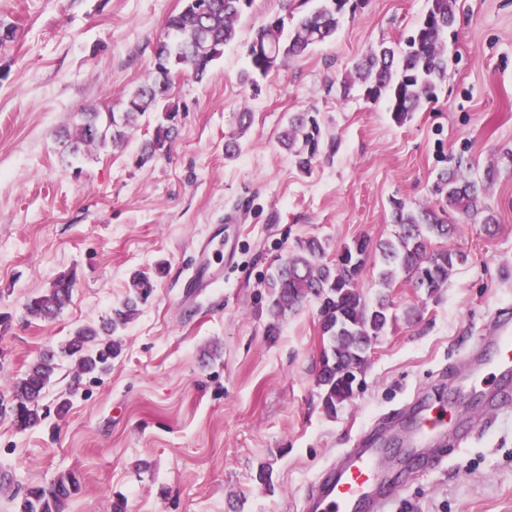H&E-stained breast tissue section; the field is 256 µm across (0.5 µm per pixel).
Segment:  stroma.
Returning <instances> with one entry per match:
<instances>
[{
  "instance_id": "35a3bbf8",
  "label": "stroma",
  "mask_w": 512,
  "mask_h": 512,
  "mask_svg": "<svg viewBox=\"0 0 512 512\" xmlns=\"http://www.w3.org/2000/svg\"><path fill=\"white\" fill-rule=\"evenodd\" d=\"M184 0H0V24L17 28L0 47V392L46 349L108 319L133 274L153 291L122 333L111 369L74 383L63 360L26 431L0 420V470L22 487L77 472L66 512H301L305 492L339 449L376 427L385 438L415 417V404L451 407L452 431L428 453L388 461L400 491L391 512H512V411L491 427L485 401L460 391L461 356L479 348L502 310L512 311V0H458L448 38V78L436 98L395 123L385 102L341 82L370 46L410 34L428 0H368L335 37L261 79L240 80L241 43L283 0H253L203 82L183 77L187 107L169 157L136 165L155 124L145 115L118 149L71 153L79 112L120 107L153 66V48ZM253 121L239 132L237 114ZM318 112L338 138L331 157L302 172L278 140L288 117ZM240 134L237 159L224 143ZM467 156L473 172L498 159L487 202L494 229L465 224L446 243L466 254L436 299L403 278L384 286L378 255L359 281L367 300L386 296L397 320L373 342L364 383L336 415L315 384L322 336L317 303L266 333L259 295L274 261L299 241L336 248L393 237L392 199L432 205L442 157ZM239 227L235 264L209 301L186 286L196 243L211 228ZM163 274H156L157 266ZM73 273L72 300L52 321L28 299ZM420 309L408 324L404 313ZM70 407L57 415L58 398ZM272 484H258L260 465Z\"/></svg>"
}]
</instances>
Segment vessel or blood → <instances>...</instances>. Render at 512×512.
I'll return each mask as SVG.
<instances>
[{"label": "vessel or blood", "mask_w": 512, "mask_h": 512, "mask_svg": "<svg viewBox=\"0 0 512 512\" xmlns=\"http://www.w3.org/2000/svg\"><path fill=\"white\" fill-rule=\"evenodd\" d=\"M190 279L194 288H219L224 284L223 269H211L208 243L197 249ZM486 358H476L462 386L481 389L486 397L488 412L497 413L503 400L494 380L496 376L512 373V314L501 313L491 336L485 337ZM449 415L430 408L419 414L406 430L407 450L417 453L421 448L442 438L448 431ZM386 448L373 443L365 447L342 449L335 462L328 465L316 478L303 497V512H387L395 489L387 483L383 473Z\"/></svg>", "instance_id": "obj_1"}]
</instances>
